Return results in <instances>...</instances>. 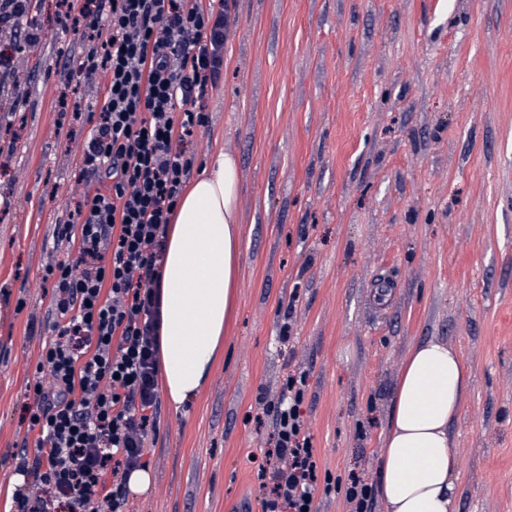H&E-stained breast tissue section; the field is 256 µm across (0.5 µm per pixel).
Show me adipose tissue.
Masks as SVG:
<instances>
[{
	"label": "adipose tissue",
	"mask_w": 512,
	"mask_h": 512,
	"mask_svg": "<svg viewBox=\"0 0 512 512\" xmlns=\"http://www.w3.org/2000/svg\"><path fill=\"white\" fill-rule=\"evenodd\" d=\"M239 165L218 151L180 197L161 272L160 387L174 407L206 384L240 258ZM468 380L444 341L414 345L394 392L379 460L385 512H454L448 426Z\"/></svg>",
	"instance_id": "obj_1"
}]
</instances>
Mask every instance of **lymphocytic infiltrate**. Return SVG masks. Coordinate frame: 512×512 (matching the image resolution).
I'll list each match as a JSON object with an SVG mask.
<instances>
[{
    "label": "lymphocytic infiltrate",
    "instance_id": "lymphocytic-infiltrate-1",
    "mask_svg": "<svg viewBox=\"0 0 512 512\" xmlns=\"http://www.w3.org/2000/svg\"><path fill=\"white\" fill-rule=\"evenodd\" d=\"M80 32L76 73L104 79L78 161L80 189L59 238L76 256L48 259L50 336L25 417L34 448L15 452L24 481L14 512H125L127 478L144 466L160 421V272L168 229L197 160L202 103L224 74L226 0H57ZM39 0H0V85L36 42ZM307 375L289 374L258 466L262 512H318L321 478L302 412Z\"/></svg>",
    "mask_w": 512,
    "mask_h": 512
}]
</instances>
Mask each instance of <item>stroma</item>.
I'll return each instance as SVG.
<instances>
[{
	"label": "stroma",
	"mask_w": 512,
	"mask_h": 512,
	"mask_svg": "<svg viewBox=\"0 0 512 512\" xmlns=\"http://www.w3.org/2000/svg\"><path fill=\"white\" fill-rule=\"evenodd\" d=\"M229 4L198 158L239 163L233 312L199 395L162 404L131 512H261L256 398L293 369L321 472L378 483L404 359L428 339L469 376L449 426L455 512H512V0ZM81 51L42 0L38 42L0 90V512L50 334L46 253L73 254L56 238L90 126L58 100L104 90L75 77Z\"/></svg>",
	"instance_id": "stroma-1"
}]
</instances>
